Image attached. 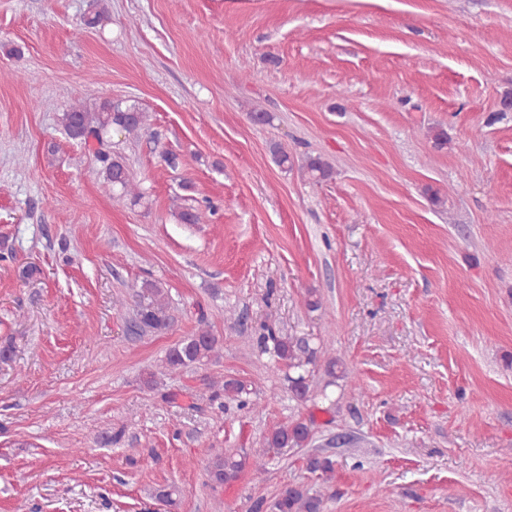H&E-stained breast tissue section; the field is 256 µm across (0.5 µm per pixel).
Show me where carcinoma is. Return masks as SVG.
<instances>
[{"mask_svg": "<svg viewBox=\"0 0 512 512\" xmlns=\"http://www.w3.org/2000/svg\"><path fill=\"white\" fill-rule=\"evenodd\" d=\"M147 121L146 112L137 104L122 105L110 100L92 99L73 105L61 114L60 123L67 135L87 144L94 139L103 142L104 136L118 128L127 134L141 131ZM96 160L101 164L106 186L120 192L122 197H131L141 201L143 193L139 191L129 169L120 155L104 152L95 153ZM150 302L137 310L134 321L135 330H162L169 325L165 314L166 302L161 300V289L147 284ZM266 335L260 337L263 352L271 354L275 362L292 371L288 376L289 390L298 400H305L309 391L305 373L308 366L314 364L316 348L310 342L297 336H288L265 327ZM218 355V340L208 331H201L187 337L169 349L166 363L171 370H182L211 360ZM223 391L238 399L241 405L250 404L248 396L251 389L238 379L224 381ZM310 439L308 426L300 420H291L272 428L264 437L265 447L277 454H285L293 448L306 445ZM252 468L257 476L266 472V462L261 457L254 459L245 454L226 451L217 454L207 467L208 482L213 488H221L235 481L247 468ZM322 499L311 495L304 489L289 485L285 487L273 504V512H321Z\"/></svg>", "mask_w": 512, "mask_h": 512, "instance_id": "carcinoma-1", "label": "carcinoma"}]
</instances>
